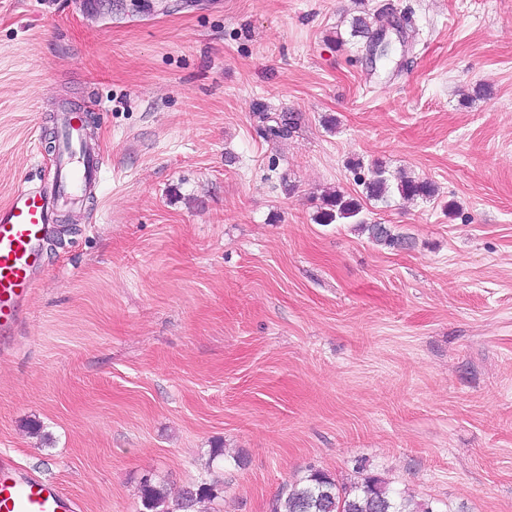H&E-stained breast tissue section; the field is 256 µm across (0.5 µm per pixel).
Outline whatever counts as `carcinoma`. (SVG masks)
<instances>
[{
  "mask_svg": "<svg viewBox=\"0 0 512 512\" xmlns=\"http://www.w3.org/2000/svg\"><path fill=\"white\" fill-rule=\"evenodd\" d=\"M374 32V23L367 17L358 16L352 20L351 36L371 40ZM294 127L293 117L284 115L268 127V136L286 139ZM359 183L362 192L357 196L336 190L324 197L318 223L352 224L378 245L391 249L410 247V237L395 234L384 224L367 223L362 217L364 202L383 199L394 190L408 199L430 198L435 194L433 184L410 178L393 187L385 176V169L379 165L375 166L370 178H361ZM218 495L219 484L214 481L194 484L183 490L181 508L194 509L202 503L213 502ZM141 503L145 512H170L168 495L161 485L144 484ZM272 512H433V509L396 493L389 482L377 474H367L354 485L343 487L329 473L312 468L307 475L282 487Z\"/></svg>",
  "mask_w": 512,
  "mask_h": 512,
  "instance_id": "1",
  "label": "carcinoma"
}]
</instances>
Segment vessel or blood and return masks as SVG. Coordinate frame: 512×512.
<instances>
[{
    "instance_id": "vessel-or-blood-1",
    "label": "vessel or blood",
    "mask_w": 512,
    "mask_h": 512,
    "mask_svg": "<svg viewBox=\"0 0 512 512\" xmlns=\"http://www.w3.org/2000/svg\"><path fill=\"white\" fill-rule=\"evenodd\" d=\"M105 159L89 152L73 114L60 123L55 191L19 186L0 207V335H15L34 289V271L58 207L75 205L102 184ZM74 499L51 480L24 473L0 458V512H77Z\"/></svg>"
}]
</instances>
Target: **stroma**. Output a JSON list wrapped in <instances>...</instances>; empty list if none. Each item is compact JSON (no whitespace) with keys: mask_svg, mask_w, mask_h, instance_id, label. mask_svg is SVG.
<instances>
[{"mask_svg":"<svg viewBox=\"0 0 512 512\" xmlns=\"http://www.w3.org/2000/svg\"><path fill=\"white\" fill-rule=\"evenodd\" d=\"M66 108L110 166L0 337V453L78 512H271L313 467L512 512V0H0V205ZM356 161L435 184L364 204L413 248L317 223ZM374 22H370L367 20V17L365 16H358L355 17L352 20L351 23V36L356 37H366L368 39L369 46L372 42V39L374 37V32L376 29H374ZM390 46V41L387 39V29H379L376 34L375 38L371 44V47L369 49V57H371L373 60H376V57L378 55L384 56L387 55L388 49ZM385 53H382L385 51ZM219 490V484L214 481L194 484L183 490L181 508L194 509L199 504L211 503L219 498ZM143 512H170L168 495L163 486L146 483L141 490Z\"/></svg>","mask_w":512,"mask_h":512,"instance_id":"1","label":"stroma"}]
</instances>
